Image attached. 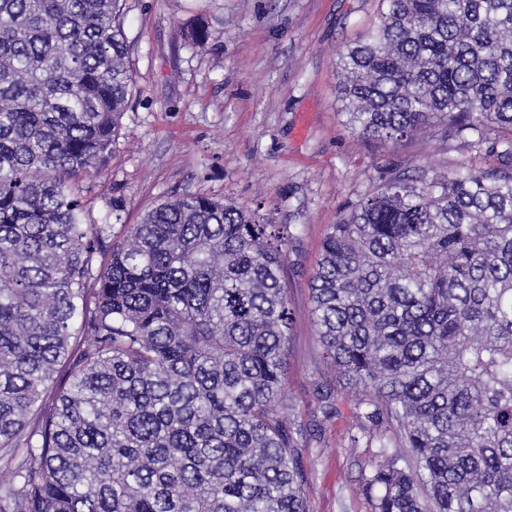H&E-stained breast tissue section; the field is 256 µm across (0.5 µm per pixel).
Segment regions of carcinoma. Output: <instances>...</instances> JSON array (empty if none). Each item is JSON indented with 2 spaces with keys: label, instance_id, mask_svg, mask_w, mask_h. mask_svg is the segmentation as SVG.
Listing matches in <instances>:
<instances>
[{
  "label": "carcinoma",
  "instance_id": "obj_1",
  "mask_svg": "<svg viewBox=\"0 0 512 512\" xmlns=\"http://www.w3.org/2000/svg\"><path fill=\"white\" fill-rule=\"evenodd\" d=\"M124 2L0 0V512H308L295 225L186 193L116 239L119 203L98 223L83 196L134 87ZM382 3L339 54L348 125L501 163L360 195L309 281L317 336L360 391L351 445L387 426L372 512H512V0Z\"/></svg>",
  "mask_w": 512,
  "mask_h": 512
}]
</instances>
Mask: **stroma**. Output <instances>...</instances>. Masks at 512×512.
<instances>
[{
    "instance_id": "obj_1",
    "label": "stroma",
    "mask_w": 512,
    "mask_h": 512,
    "mask_svg": "<svg viewBox=\"0 0 512 512\" xmlns=\"http://www.w3.org/2000/svg\"><path fill=\"white\" fill-rule=\"evenodd\" d=\"M380 0H126L124 30L135 87L112 156L83 182L95 218L111 201L138 223L166 198L194 193L259 207L271 224L297 227L285 283L293 312L285 379L298 424L317 428L303 453L309 512H371L361 490L377 462L351 446L354 390L324 418L315 382L336 385L322 357L308 280L330 224L388 170L446 172L463 161L489 168L433 129L384 146L360 138L342 115L338 52L379 20ZM203 22L197 44L184 28Z\"/></svg>"
}]
</instances>
